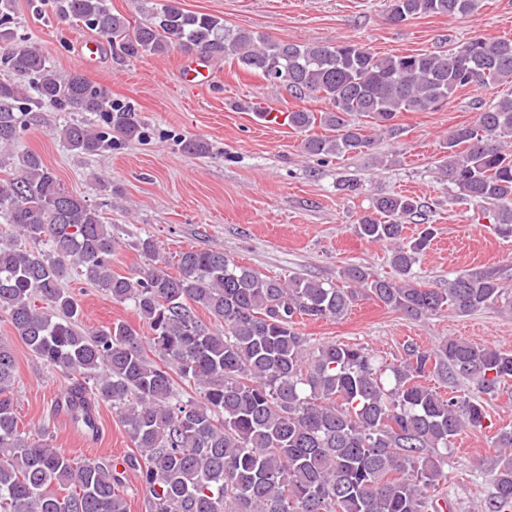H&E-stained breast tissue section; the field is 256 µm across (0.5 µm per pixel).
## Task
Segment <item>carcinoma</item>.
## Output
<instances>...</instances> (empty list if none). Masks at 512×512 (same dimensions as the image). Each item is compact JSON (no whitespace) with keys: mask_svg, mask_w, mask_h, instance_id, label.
Wrapping results in <instances>:
<instances>
[{"mask_svg":"<svg viewBox=\"0 0 512 512\" xmlns=\"http://www.w3.org/2000/svg\"><path fill=\"white\" fill-rule=\"evenodd\" d=\"M145 2L134 25L107 0H55V7L129 58L173 49L222 56L298 100L327 101L329 111L320 114L283 113V123L305 133L312 155L374 148L372 136L345 120L352 112L392 135L402 112L433 111L466 87H504L475 123L448 134L442 174L461 199L494 206V230L512 237V39L473 37L447 52L379 57L351 41L300 43L231 29L185 10L181 0ZM481 2L388 0L387 20L463 18ZM13 10L14 0H0V68L31 81L35 95L0 81V150L45 108L98 118L95 129L61 127L76 154L112 148L114 134L146 136L106 88L77 72L58 73L40 48L16 42ZM317 124L334 135L309 134ZM372 208L353 232L391 246L393 278L353 264L343 271L345 288L281 280L214 249L179 253L174 275L157 265L150 236L132 241L144 268L126 276L112 270L119 241L102 210L67 191L27 151L0 179V218L9 224L0 230V320L43 364L72 376L65 411L75 422L94 429L88 403L112 407L138 451L126 465L138 473L148 512H447V496L434 494L447 481L441 450L463 430L484 427L489 400L512 381V350L456 337L431 349L408 343L389 366L387 388L367 349L312 345L298 325L339 319L364 294L413 320L443 310L467 315L512 297L506 276L490 268L461 272L445 288L418 287L413 266L436 235L424 224L404 236L420 201L388 194ZM73 272L112 301L132 304L150 344L123 321L84 330L80 303L65 288ZM430 375L467 380L478 395L445 396L422 382ZM15 376L12 346L0 339V512H127L116 464L76 459L46 434L20 427ZM184 385L199 398L184 397ZM495 447L483 512H512L511 428L500 429Z\"/></svg>","mask_w":512,"mask_h":512,"instance_id":"obj_1","label":"carcinoma"}]
</instances>
